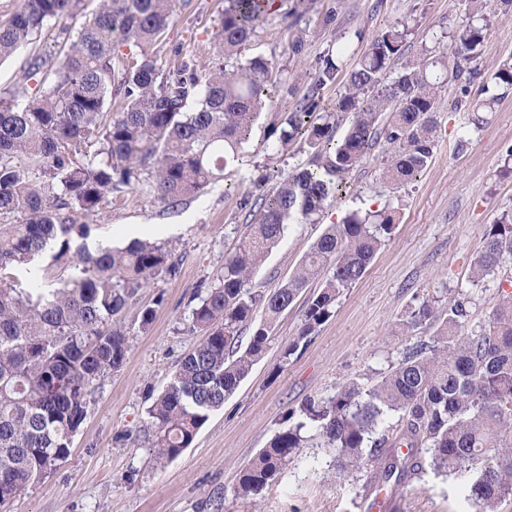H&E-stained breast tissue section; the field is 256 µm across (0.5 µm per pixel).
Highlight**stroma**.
I'll return each instance as SVG.
<instances>
[{"label":"stroma","instance_id":"1","mask_svg":"<svg viewBox=\"0 0 512 512\" xmlns=\"http://www.w3.org/2000/svg\"><path fill=\"white\" fill-rule=\"evenodd\" d=\"M271 11L255 29L243 57L268 59L272 78L270 106L244 146L241 167L227 168L223 179L178 208H168L136 184L113 192L112 202L88 217L85 244L125 246L131 233L165 243L177 264L142 289L122 316L128 341L124 365L102 378L87 416L72 439L68 458L10 503L9 512H365L362 475H337L327 448L298 449L261 498L240 496L238 475L282 428V417L306 397L327 398L346 380L371 386L397 363L409 346L391 327L415 295L441 299L465 292L469 324L487 320L498 300L500 277H512V257L497 273L471 284L470 261L486 229L512 209V176L501 173L512 148V96L504 99L485 128L466 148L457 141L466 115L453 106L463 94L477 96L483 80L512 57V18L488 12V27L475 61L478 78L468 92L448 83L437 114L431 164L417 179L397 187L381 177L380 158H369L348 177V188L318 223L289 229L282 243L253 276V292L267 294L296 270L326 225L352 210L390 209L396 228L362 279L336 303L333 316L308 338L289 361L280 343L298 336L307 305L300 294L274 326L277 343L250 375L213 413L194 442L165 467H157L142 443L147 410L170 381L183 354L199 334L187 328L191 308L205 294L214 274L246 234L253 215L239 205L243 195L272 193L276 183L309 159L304 140L280 151L264 150L277 112L308 91L319 57L343 44L345 71L355 67L375 39L390 27L409 24L411 33L387 70L399 75L408 61L427 48L447 44L448 34L466 16V0H270ZM225 0H189L178 7L163 43L162 59L173 49L206 61L215 52L218 20ZM334 11L331 26L322 16ZM302 40V52L292 50ZM48 34L34 35L14 56L0 63V91L24 84L32 56L52 53ZM154 311L148 330L139 326L143 309ZM470 476L444 477L425 467L420 478L386 489L400 512H475L465 499Z\"/></svg>","mask_w":512,"mask_h":512}]
</instances>
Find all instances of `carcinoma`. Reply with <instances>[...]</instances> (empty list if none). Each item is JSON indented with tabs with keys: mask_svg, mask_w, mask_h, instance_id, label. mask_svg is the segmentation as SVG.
I'll list each match as a JSON object with an SVG mask.
<instances>
[{
	"mask_svg": "<svg viewBox=\"0 0 512 512\" xmlns=\"http://www.w3.org/2000/svg\"><path fill=\"white\" fill-rule=\"evenodd\" d=\"M84 0H21L0 24V61L34 33L73 16ZM179 0H100L79 29L59 26L53 40L64 50L58 68L36 55L25 78L54 70L53 80L20 103L0 93V507L70 454L87 414L88 397L119 370L128 346L119 316L150 281L175 272L161 243L134 239L121 249L89 251L85 218L109 204L108 196L148 174L151 192L170 208L201 193L239 161L243 144L268 99L270 67L258 55L241 60L263 17L257 0H227L219 19L216 55L197 65L174 51L161 61L162 41ZM488 0H468V21L450 33L451 51L420 53L397 77L384 81L390 61L409 33L402 24L380 34L351 70L336 113L313 119L320 90L336 80L342 46L315 68L306 95L272 123L281 129L267 148L278 151L301 137L311 167L288 174L257 210L255 223L206 295L192 308L189 330L202 340L181 358L166 388L148 410L146 447L158 461L177 458L193 443L210 414L221 409L272 346L273 324L311 282L298 336L280 348L286 363L303 339L333 314L336 301L364 275L395 228L387 210L353 211L331 224L297 271L269 295L249 282L290 226L309 220L343 191L348 175L383 146V176L407 184L434 156L435 116L441 89L468 85L480 54ZM132 43L139 53H122ZM512 93V62L498 65L469 113L459 148L487 124V114ZM124 107L107 120L112 97ZM348 117L341 136L337 128ZM106 155L98 162L96 157ZM58 261L76 249L81 275L43 288L14 271L50 244ZM512 257V211L487 227L471 260V283ZM465 294L442 305L414 297L392 335L420 337L398 363L366 389L351 379L328 398H307L288 411L254 460L240 471V495L263 493L297 448L311 440L334 452L336 473L364 471L367 485L401 483L419 475L422 448L441 474L468 473L467 499L476 512H499L512 497V280L499 286L487 320L467 329ZM264 321L240 349L257 308ZM397 421H392V418Z\"/></svg>",
	"mask_w": 512,
	"mask_h": 512,
	"instance_id": "cac0c4a2",
	"label": "carcinoma"
}]
</instances>
